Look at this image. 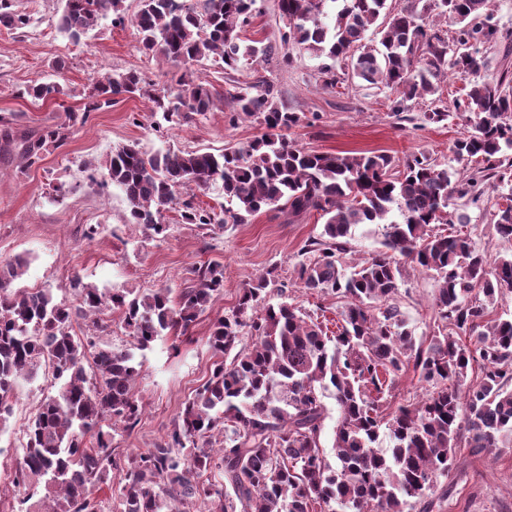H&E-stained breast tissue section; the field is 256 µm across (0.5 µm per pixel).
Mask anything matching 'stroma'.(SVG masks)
I'll return each instance as SVG.
<instances>
[{
  "mask_svg": "<svg viewBox=\"0 0 512 512\" xmlns=\"http://www.w3.org/2000/svg\"><path fill=\"white\" fill-rule=\"evenodd\" d=\"M14 8L30 23L20 30L0 28V118L21 132L37 133L62 126V147L44 152L25 167L18 151L0 153V261L28 259L21 288L49 290L56 300L78 305L80 284L108 292L123 288L142 295L159 288L173 293L187 286L196 266L211 262L224 268V293L197 320L190 338L167 335L138 352L142 363L135 391L146 410L140 423L117 434L113 447L137 452L159 443L195 390L207 379L212 363L207 345L212 321L235 306L239 292L267 269L287 286L289 303L309 313L323 314L335 327L345 307L343 298L313 294L302 287L297 271L304 258L299 249L318 236L324 220L318 213L291 220L277 212L261 214L245 224L213 228L185 223L181 204H173L163 221L165 238L143 239L129 221V205L116 186L92 180L93 170H104L112 147L139 141L150 150L181 148L215 152L246 147L260 133L249 118L232 119L227 102L216 103L206 115L180 124L166 122L145 97H122L112 107L91 113L86 124L71 125V111L82 108L90 94V76L134 72L156 91L175 85L180 70L159 57L145 54L133 28L104 20L80 41L60 33L57 21L61 0H14ZM62 69H55V62ZM320 58L297 51L292 62L282 56L260 61L254 70L227 72L221 61H208L202 77L219 92L234 82L260 75L278 91V100L306 122L293 129L291 141L313 151L384 152L403 165L407 157L426 155L450 169L472 174L474 167L460 161L454 142L466 130L451 117L440 124L421 125L424 101L406 104L405 119L393 113L396 93L353 81L322 88L317 80ZM59 81L68 93L56 101L39 103L20 97L25 86ZM479 204L466 206L468 232L477 249L496 257L512 253V243L500 240L492 215L508 190L487 183ZM98 225L87 239L89 225ZM434 272L409 265L397 302L416 339L437 334ZM50 388L47 376L21 382L6 429L0 431V512H18V495L11 485L18 439L37 405ZM455 493L441 512H512V449H459L453 470L441 478Z\"/></svg>",
  "mask_w": 512,
  "mask_h": 512,
  "instance_id": "obj_1",
  "label": "stroma"
}]
</instances>
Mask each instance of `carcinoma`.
<instances>
[{
  "mask_svg": "<svg viewBox=\"0 0 512 512\" xmlns=\"http://www.w3.org/2000/svg\"><path fill=\"white\" fill-rule=\"evenodd\" d=\"M59 29L73 40L99 20L131 23L142 48L183 69L175 87L158 95L135 73L97 75L85 111L109 107L116 97L140 94L169 122L203 116L218 92L198 75L214 57L224 70L251 69L275 54L290 59L296 46L327 59L318 78L334 89L351 76L395 91L402 104L438 92L452 73L467 80L454 110L468 129L454 142L458 159L477 164L462 177L425 155L409 157L401 171L390 155L299 148L288 132L301 116L281 108L274 86L261 76L227 94L239 115L262 128L245 149L148 151L118 144L104 173L119 187L130 220L148 237L165 234L163 212L187 187L219 182L228 207L223 216L182 202L189 224H244L262 211L288 218L317 212L326 218L318 238L301 254L302 286L348 299L340 325L328 335L322 322L286 302L260 305L275 282L274 269L242 289L236 306L217 318L207 336L214 361L208 379L181 408L163 443L124 456L114 434L134 428L142 415L134 392L144 351L160 336H187L224 288L217 264L194 269L178 298L167 288L143 296L80 288V305L54 300L45 290H16L28 260L0 263V429L12 415L16 390L39 371L51 376L47 394L19 439L11 474L26 492L24 512H103L95 489L112 487V471H125L115 490L116 512H432L452 496L438 489L460 447L477 451L512 447V317H489L488 306L512 292V256L493 258L469 233H430L433 224H466L454 200L476 205L478 182L512 186V70L481 76L480 47L498 43L489 0H424L398 8L389 0H278L283 28L276 42L245 44L257 0H62ZM435 11L453 23L452 35L421 22ZM29 18L0 0V25L19 30ZM380 46L365 42L371 28ZM65 94L42 82L19 93L35 101ZM62 128L48 127L27 140L26 164L47 147L61 146ZM380 226V247L347 271L342 255L359 225ZM493 229L512 241V197L494 212ZM435 272L439 320L450 329L418 342L395 298L406 263ZM122 314L131 343L102 344L72 332L77 315ZM251 346L238 348L243 336ZM431 390L413 407L389 410L388 396L407 369ZM479 380L467 382L468 373ZM339 418L335 462L322 450L326 407ZM389 440L378 448L380 437Z\"/></svg>",
  "mask_w": 512,
  "mask_h": 512,
  "instance_id": "1",
  "label": "carcinoma"
}]
</instances>
